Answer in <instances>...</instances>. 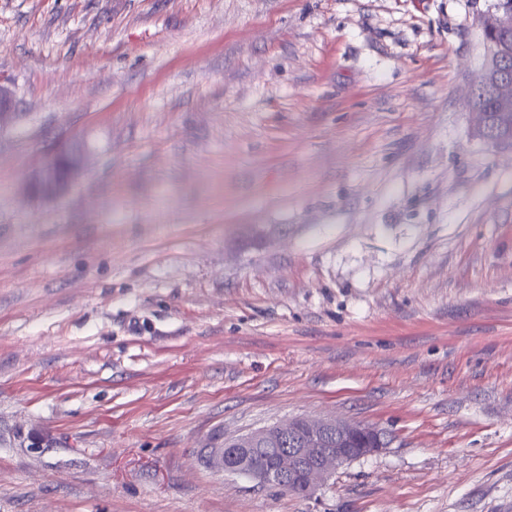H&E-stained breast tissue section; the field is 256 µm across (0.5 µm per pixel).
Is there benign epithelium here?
<instances>
[{
    "mask_svg": "<svg viewBox=\"0 0 512 512\" xmlns=\"http://www.w3.org/2000/svg\"><path fill=\"white\" fill-rule=\"evenodd\" d=\"M482 31L499 36L500 41H485L487 64L470 97L488 84L494 85V95L499 106L512 111V78L507 74L506 46L512 42V5L503 0L494 5L482 17ZM56 162H51L46 173L31 184V190L37 194L49 195L56 192ZM282 435L291 436L304 430L314 435L322 431L336 434L334 448H284L280 453L276 467L272 470L254 468L249 461L250 446L266 435V431L253 432L240 439V448L224 446L212 448L202 457L203 464L219 473H228L247 469L250 479L260 486H271L283 478H288V486L305 485L311 491L316 490L341 467L358 458L357 453L347 444L358 434L368 433L373 438L374 447L363 448L361 452L374 454L383 447L382 431L343 420L327 418H296L276 425Z\"/></svg>",
    "mask_w": 512,
    "mask_h": 512,
    "instance_id": "obj_1",
    "label": "benign epithelium"
}]
</instances>
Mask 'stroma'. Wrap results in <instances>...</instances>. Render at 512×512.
I'll use <instances>...</instances> for the list:
<instances>
[{"label":"stroma","instance_id":"35a3bbf8","mask_svg":"<svg viewBox=\"0 0 512 512\" xmlns=\"http://www.w3.org/2000/svg\"><path fill=\"white\" fill-rule=\"evenodd\" d=\"M492 4L0 0V512H512ZM300 416L390 442L308 497L201 462ZM65 160V165L59 170L58 175L56 176L55 169L57 159H54L49 165L46 173L31 184V190L34 193L42 195L55 193L57 189V178L60 181H65L67 178V167L68 165H71L66 158Z\"/></svg>","mask_w":512,"mask_h":512}]
</instances>
